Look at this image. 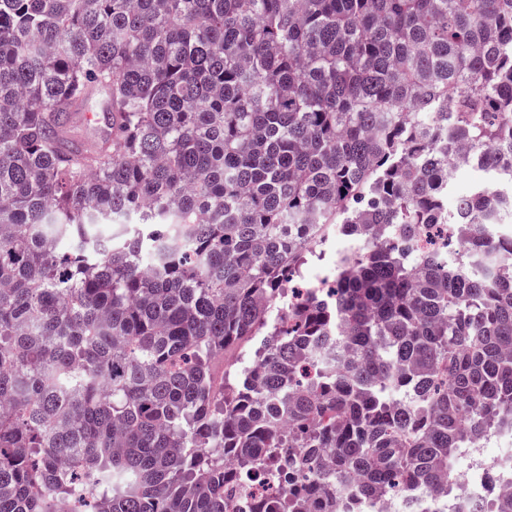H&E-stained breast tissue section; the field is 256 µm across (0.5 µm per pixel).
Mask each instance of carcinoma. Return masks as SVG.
<instances>
[{"label":"carcinoma","instance_id":"1","mask_svg":"<svg viewBox=\"0 0 512 512\" xmlns=\"http://www.w3.org/2000/svg\"><path fill=\"white\" fill-rule=\"evenodd\" d=\"M332 226L359 246L287 299ZM510 266L512 0H0V512L446 496L512 431ZM480 178L481 174L471 168L456 172L448 183V209L452 208L458 197L470 193Z\"/></svg>","mask_w":512,"mask_h":512}]
</instances>
